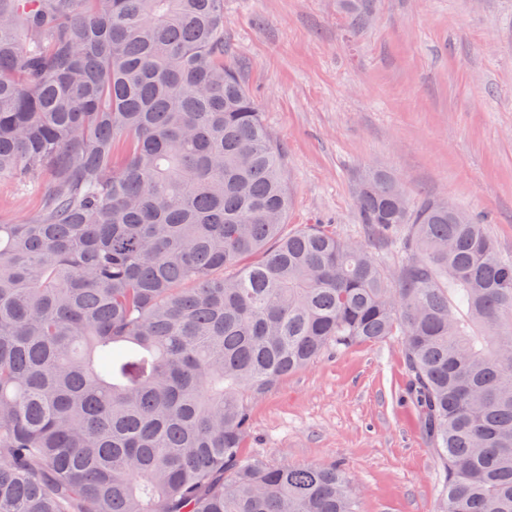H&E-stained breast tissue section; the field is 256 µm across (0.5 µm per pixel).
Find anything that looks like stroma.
I'll return each mask as SVG.
<instances>
[{
	"label": "stroma",
	"instance_id": "stroma-1",
	"mask_svg": "<svg viewBox=\"0 0 512 512\" xmlns=\"http://www.w3.org/2000/svg\"><path fill=\"white\" fill-rule=\"evenodd\" d=\"M344 0H224V59L284 151L287 227L357 238L359 173L488 215L512 254V0H373L366 28ZM0 181V221L38 205ZM398 342L325 354L251 411L247 460L338 465L360 512H435L440 469L404 401Z\"/></svg>",
	"mask_w": 512,
	"mask_h": 512
}]
</instances>
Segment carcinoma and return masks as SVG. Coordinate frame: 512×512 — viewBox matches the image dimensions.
<instances>
[{"mask_svg":"<svg viewBox=\"0 0 512 512\" xmlns=\"http://www.w3.org/2000/svg\"><path fill=\"white\" fill-rule=\"evenodd\" d=\"M350 4L359 30L372 0ZM6 178L39 205L0 223V512H358L342 468L241 452L283 378L393 336L437 512H512V256L382 169L366 240L285 233L224 0H0Z\"/></svg>","mask_w":512,"mask_h":512,"instance_id":"obj_1","label":"carcinoma"}]
</instances>
